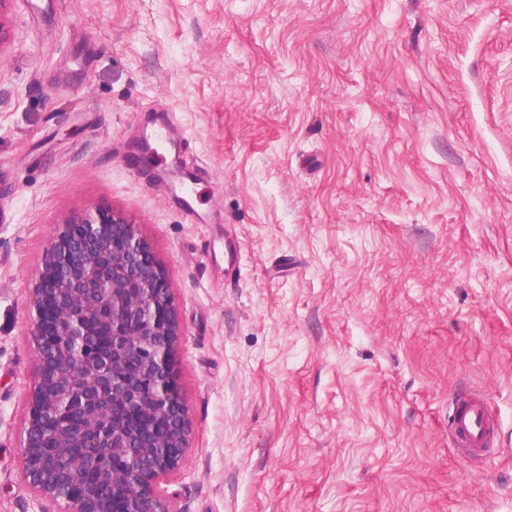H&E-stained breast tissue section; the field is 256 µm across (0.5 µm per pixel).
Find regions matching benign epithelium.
<instances>
[{
    "label": "benign epithelium",
    "instance_id": "7a95c632",
    "mask_svg": "<svg viewBox=\"0 0 512 512\" xmlns=\"http://www.w3.org/2000/svg\"><path fill=\"white\" fill-rule=\"evenodd\" d=\"M28 318L37 364L22 470L37 512H176L160 485L181 470L191 430L180 322L135 221L103 205L65 219L28 288Z\"/></svg>",
    "mask_w": 512,
    "mask_h": 512
}]
</instances>
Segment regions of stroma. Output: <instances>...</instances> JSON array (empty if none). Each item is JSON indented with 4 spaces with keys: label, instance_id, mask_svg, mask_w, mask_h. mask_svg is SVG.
<instances>
[{
    "label": "stroma",
    "instance_id": "obj_1",
    "mask_svg": "<svg viewBox=\"0 0 512 512\" xmlns=\"http://www.w3.org/2000/svg\"><path fill=\"white\" fill-rule=\"evenodd\" d=\"M32 5L0 12V512H35L26 286L99 204L178 309L177 512H512V0ZM472 389L483 459L448 432Z\"/></svg>",
    "mask_w": 512,
    "mask_h": 512
}]
</instances>
